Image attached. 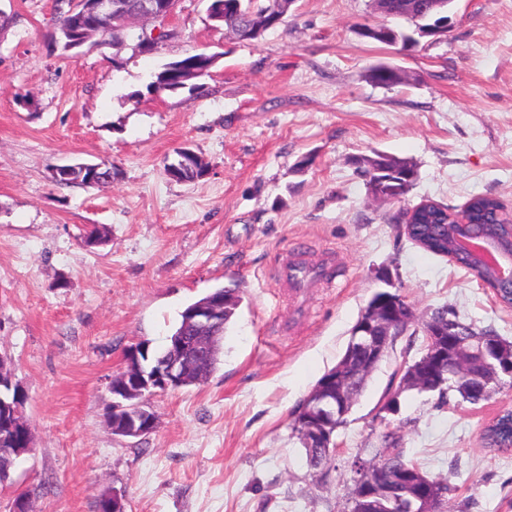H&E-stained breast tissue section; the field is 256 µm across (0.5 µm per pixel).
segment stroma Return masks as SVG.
<instances>
[{
  "label": "stroma",
  "instance_id": "35a3bbf8",
  "mask_svg": "<svg viewBox=\"0 0 512 512\" xmlns=\"http://www.w3.org/2000/svg\"><path fill=\"white\" fill-rule=\"evenodd\" d=\"M182 0V37L157 53L106 42L52 43L55 0H0V355L28 395L32 452L0 490L33 512H344L351 463L382 433L448 481V512H512V453L482 430L512 409V379L479 403L398 391L422 337L399 336L373 372L336 453L311 468L293 415L341 358L379 270L423 321L445 306L512 342V309L446 257L410 241L403 208L429 199L457 212L474 196L512 214V0H456L454 23L404 52L363 38L386 23L371 0H294L284 25L242 42ZM216 55L193 86L149 91L193 53ZM400 70L391 87L372 67ZM187 148L192 182L164 171ZM383 153L414 164L399 200L375 199L359 174ZM111 162L110 184L61 188V165ZM103 236L89 247L90 228ZM296 243L331 258L330 287L293 320L272 277ZM241 297L208 382L158 393L147 436H115L109 382L138 342L160 350L184 308L215 288ZM399 392V409L382 406Z\"/></svg>",
  "mask_w": 512,
  "mask_h": 512
}]
</instances>
